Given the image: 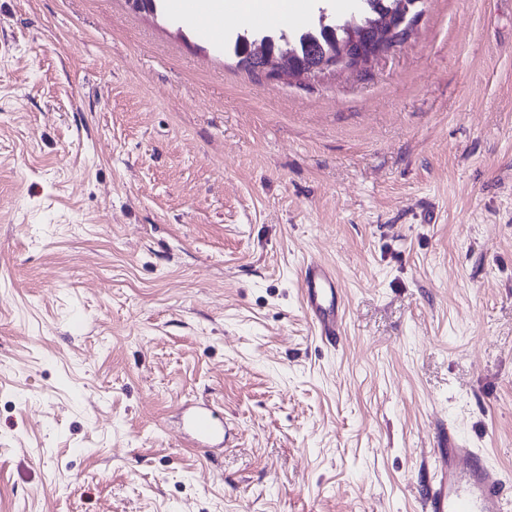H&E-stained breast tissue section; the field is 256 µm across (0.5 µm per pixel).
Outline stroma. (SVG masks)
I'll list each match as a JSON object with an SVG mask.
<instances>
[{
  "label": "stroma",
  "mask_w": 512,
  "mask_h": 512,
  "mask_svg": "<svg viewBox=\"0 0 512 512\" xmlns=\"http://www.w3.org/2000/svg\"><path fill=\"white\" fill-rule=\"evenodd\" d=\"M337 2L0 0V512H421L448 425L512 478V0H425L366 76L224 52ZM285 0H238V8L251 13H261L270 22L279 23L280 13ZM239 11L236 16L241 22H257V18L248 12ZM255 40L238 36L233 44L232 52L237 59V64L251 73L259 74L267 63L265 58H255L251 56L249 46ZM302 290L319 338L336 347L342 338L339 315L345 305L333 274L325 266L307 264L302 270ZM185 435L191 437L195 448H214L224 442V417L216 409L198 406L181 418Z\"/></svg>",
  "instance_id": "35a3bbf8"
}]
</instances>
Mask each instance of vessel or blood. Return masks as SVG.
I'll list each match as a JSON object with an SVG mask.
<instances>
[{"label": "vessel or blood", "mask_w": 512, "mask_h": 512, "mask_svg": "<svg viewBox=\"0 0 512 512\" xmlns=\"http://www.w3.org/2000/svg\"><path fill=\"white\" fill-rule=\"evenodd\" d=\"M302 290L320 339L336 345L342 338L339 315L345 305L331 271L318 264L302 270ZM185 435L198 448H213L224 442V417L203 405L181 418ZM439 479L424 492L422 512H512V491H507L503 471L490 464L481 449L463 447L452 430L436 442Z\"/></svg>", "instance_id": "obj_1"}]
</instances>
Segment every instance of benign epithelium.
I'll return each mask as SVG.
<instances>
[{
  "label": "benign epithelium",
  "instance_id": "benign-epithelium-1",
  "mask_svg": "<svg viewBox=\"0 0 512 512\" xmlns=\"http://www.w3.org/2000/svg\"><path fill=\"white\" fill-rule=\"evenodd\" d=\"M417 4L418 0H398L397 9L370 15L365 26L351 31L347 44L314 65H301L296 54L285 47L274 62L273 72L285 82L366 72L401 46L419 17V11L415 10Z\"/></svg>",
  "mask_w": 512,
  "mask_h": 512
}]
</instances>
